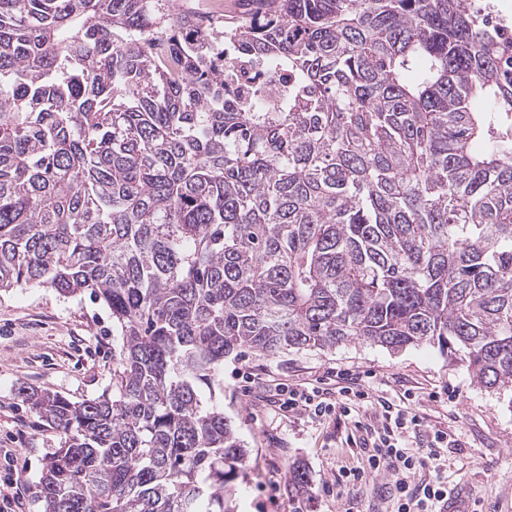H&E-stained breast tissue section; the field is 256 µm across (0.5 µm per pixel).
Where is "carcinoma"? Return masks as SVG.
<instances>
[{"label": "carcinoma", "mask_w": 512, "mask_h": 512, "mask_svg": "<svg viewBox=\"0 0 512 512\" xmlns=\"http://www.w3.org/2000/svg\"><path fill=\"white\" fill-rule=\"evenodd\" d=\"M245 2L189 41L163 0H0V291L116 336L100 395L22 393L60 436L38 512H234L240 349L433 344L512 387V44L468 0ZM253 65L252 61L241 50H237L232 45L225 47L224 70H233L238 83L244 88L245 92H249V95H251L253 88L262 89L265 96L287 89L288 78L286 74L275 69H264L261 75L257 77L254 75L255 68Z\"/></svg>", "instance_id": "cac0c4a2"}]
</instances>
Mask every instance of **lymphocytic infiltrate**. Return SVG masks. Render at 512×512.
Listing matches in <instances>:
<instances>
[{"label": "lymphocytic infiltrate", "instance_id": "1", "mask_svg": "<svg viewBox=\"0 0 512 512\" xmlns=\"http://www.w3.org/2000/svg\"><path fill=\"white\" fill-rule=\"evenodd\" d=\"M274 397L287 418H353L366 465L340 472L338 484L352 488L367 475H382L387 479L384 493L393 512H446L453 490L443 469L456 439L443 429H425L415 410L379 395L367 375L344 369L332 380L322 376L281 382L274 386Z\"/></svg>", "mask_w": 512, "mask_h": 512}]
</instances>
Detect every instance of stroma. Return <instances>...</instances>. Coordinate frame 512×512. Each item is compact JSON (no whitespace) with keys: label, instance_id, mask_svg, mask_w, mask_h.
<instances>
[{"label":"stroma","instance_id":"obj_1","mask_svg":"<svg viewBox=\"0 0 512 512\" xmlns=\"http://www.w3.org/2000/svg\"><path fill=\"white\" fill-rule=\"evenodd\" d=\"M369 372L393 398L411 392L429 427L456 435L448 452V483L467 489L483 512H512V392L478 385L464 364L423 344L392 353L362 341L325 350H286L268 356L251 350L224 359V415L247 450V478L237 484L236 512H390L382 499L384 476L336 492L340 468L364 455L345 418L315 424L287 419L246 392L236 370L270 382H304L334 369ZM112 384V317L89 296H60L24 287L0 294V448L9 450L28 487L24 512H37L33 486L54 429L31 414L21 394L29 389L79 401ZM303 464L309 485L294 507L289 468Z\"/></svg>","mask_w":512,"mask_h":512}]
</instances>
